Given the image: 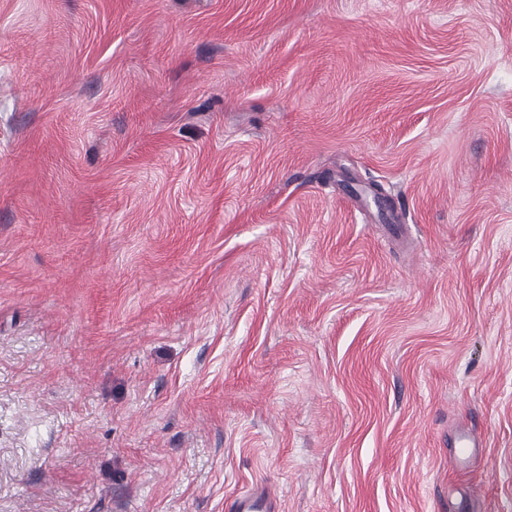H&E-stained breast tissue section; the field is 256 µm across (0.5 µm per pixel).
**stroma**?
I'll use <instances>...</instances> for the list:
<instances>
[{
	"instance_id": "obj_1",
	"label": "stroma",
	"mask_w": 512,
	"mask_h": 512,
	"mask_svg": "<svg viewBox=\"0 0 512 512\" xmlns=\"http://www.w3.org/2000/svg\"><path fill=\"white\" fill-rule=\"evenodd\" d=\"M258 484L512 512V0H0V512Z\"/></svg>"
}]
</instances>
